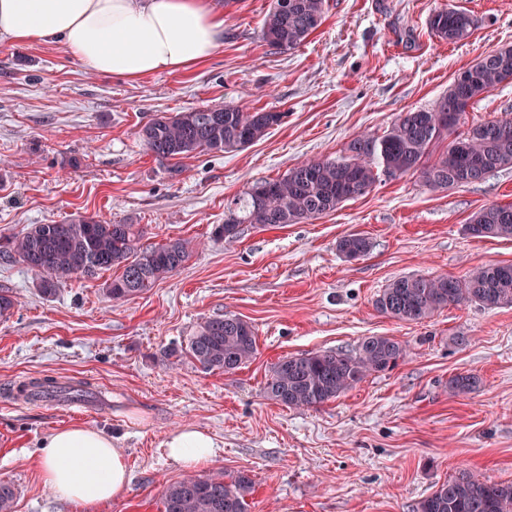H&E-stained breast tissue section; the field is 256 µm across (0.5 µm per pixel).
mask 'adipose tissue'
I'll list each match as a JSON object with an SVG mask.
<instances>
[{
	"label": "adipose tissue",
	"instance_id": "obj_1",
	"mask_svg": "<svg viewBox=\"0 0 512 512\" xmlns=\"http://www.w3.org/2000/svg\"><path fill=\"white\" fill-rule=\"evenodd\" d=\"M223 36L224 16L210 0H0V42L56 43L94 72L133 80L202 62ZM162 446L194 469L210 461L216 443L185 427ZM46 448L44 484L84 512L115 499L130 481L124 455L99 429L55 430Z\"/></svg>",
	"mask_w": 512,
	"mask_h": 512
}]
</instances>
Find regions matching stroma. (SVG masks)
<instances>
[{
  "label": "stroma",
  "mask_w": 512,
  "mask_h": 512,
  "mask_svg": "<svg viewBox=\"0 0 512 512\" xmlns=\"http://www.w3.org/2000/svg\"><path fill=\"white\" fill-rule=\"evenodd\" d=\"M213 4L224 15L218 51L138 80L93 72L58 45L0 43V237L85 216L140 225L147 245L191 242L179 271L121 301L104 293L109 271L47 298L35 272L0 262V287L17 298L0 319V480L16 488L13 512H82L40 476L44 441L73 425L111 435L129 467L126 489L97 512H162L165 486L187 471L161 443L187 426L218 444L198 475L251 476L249 512H414L462 469L512 482V306L451 304L415 323L375 305L402 276L461 278L512 262V238L466 230L480 208L512 204V168L450 189L416 173L383 176L317 219L244 224L230 243L213 234L227 200L254 182L342 155L356 136L432 107L460 72L512 44V0H327L322 25L290 51L262 38L271 0ZM453 8L477 22L456 44L427 24ZM215 104L285 118L247 148L180 160L175 174L147 152L139 130L153 115ZM354 233L372 249L350 262L337 243ZM224 314L255 328L248 364L222 373L188 357L164 362L167 347ZM375 335L405 345L406 359L316 408L266 395L279 359L349 351ZM458 373L479 376L480 390L450 395ZM43 378L88 384L91 395L16 394Z\"/></svg>",
  "instance_id": "1"
}]
</instances>
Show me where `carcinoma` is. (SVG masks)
I'll list each match as a JSON object with an SVG mask.
<instances>
[{"label": "carcinoma", "instance_id": "obj_1", "mask_svg": "<svg viewBox=\"0 0 512 512\" xmlns=\"http://www.w3.org/2000/svg\"><path fill=\"white\" fill-rule=\"evenodd\" d=\"M326 0H273L262 25L263 40L276 50L301 45L323 23ZM432 33L457 43L470 37L476 20L458 9L441 10L429 18ZM512 82V45L505 44L460 73L430 109L400 115L381 136L360 135L348 155L301 162L278 178L254 183L227 202L228 215L215 237L232 242L242 224L261 227L299 224L315 219L349 200L368 194L382 175L420 173L433 187L448 189L472 183V172L489 175L512 167V118L471 124L431 164L426 159L445 133L465 123L468 108L502 84ZM283 113L240 106L213 105L186 112L160 113L144 124L139 135L158 161H179L192 154L240 150L261 140L279 125ZM466 229L473 237H512V204H492L474 212ZM137 224H112L79 218L55 224H32L18 236L0 240V260L16 262L39 275L46 297L72 277L92 280L118 269L106 287L115 301L152 288L182 268L189 257L181 238L143 248ZM337 250L344 259L371 250L360 234L343 237ZM475 303L488 309L512 305V263L477 267L462 279L439 275L402 276L391 281L376 300L383 314L420 322L450 304ZM17 305L13 289L0 288V318ZM257 350L252 325L233 315L200 323L185 344L168 349L164 358L187 356L210 371L230 372L247 364ZM405 346L389 336H366L351 351H321L284 357L267 379V396L288 408H314L352 389L366 376L395 368L405 359ZM481 380L459 373L448 380V391L467 396ZM46 378L19 386L33 396L58 392ZM253 481L243 471L208 476L190 475L167 485L163 512H248ZM14 485L0 481V512H12ZM415 512H512V483L479 480L466 471L443 482L421 499Z\"/></svg>", "mask_w": 512, "mask_h": 512}]
</instances>
